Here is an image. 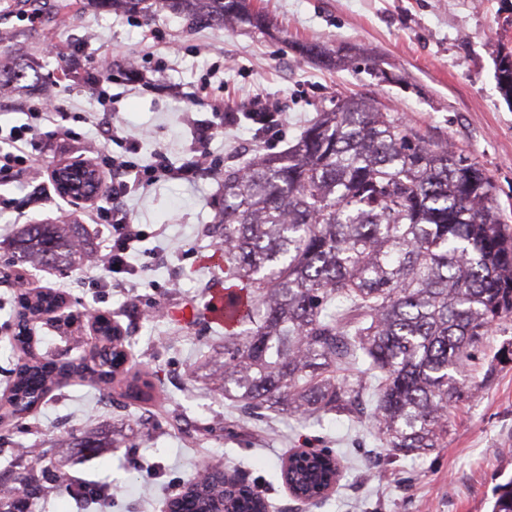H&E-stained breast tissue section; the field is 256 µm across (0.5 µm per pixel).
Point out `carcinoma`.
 I'll return each mask as SVG.
<instances>
[{
    "label": "carcinoma",
    "instance_id": "obj_1",
    "mask_svg": "<svg viewBox=\"0 0 512 512\" xmlns=\"http://www.w3.org/2000/svg\"><path fill=\"white\" fill-rule=\"evenodd\" d=\"M215 25L263 15L245 0H156ZM497 84L512 103V50H497ZM224 244L227 300L240 308L205 374L210 390L248 414L271 411L303 423L336 413L367 417L394 455H424L448 439L462 372L499 323L512 320V226L501 222L494 184L463 150L439 143L371 98L336 101L297 142L224 169V207L214 228ZM9 266L71 269L86 248L77 224H23ZM64 295L23 293L4 322L23 353L9 395L0 398V444L66 383L105 396L131 351L102 314L96 337L74 359L36 351L25 318L57 312ZM133 376L125 393L150 401ZM28 460L21 480L0 474V510L28 500L71 497L87 512L117 499V488L79 480L44 448H11ZM333 470L315 458L283 468L315 496ZM224 464L196 469L177 512H264L263 490L226 485ZM491 512H512V478Z\"/></svg>",
    "mask_w": 512,
    "mask_h": 512
}]
</instances>
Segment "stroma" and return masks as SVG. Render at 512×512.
<instances>
[{
  "mask_svg": "<svg viewBox=\"0 0 512 512\" xmlns=\"http://www.w3.org/2000/svg\"><path fill=\"white\" fill-rule=\"evenodd\" d=\"M0 0V59L18 62L27 78L0 95V127L25 123L28 105L56 102V123L43 124L33 152L36 168L0 186L15 210L0 212V324L10 300L42 288L65 292L75 318L66 331L95 333L93 314H112L133 346L130 371L149 373L147 409L70 384L40 407L35 428L14 436L23 445L52 448L55 461L79 477L123 486L112 512H165L196 468L212 458L257 485L269 512H489L492 491L512 478V321L497 325L466 372V401L450 414L448 440L429 454L399 456L382 448L369 422L326 415L302 426L265 413L253 420L207 389L196 372L224 342L210 321L212 289L224 286L223 266L206 264L220 239L212 227L222 203L224 168L255 152H277L336 99L367 96L439 139L471 153L491 176L501 218L512 225V106L500 93L494 58L512 18V0H250L268 17L265 28L242 23L208 26L160 8L119 12L98 0ZM317 45L324 56L306 54ZM112 59V82L101 102L85 72L96 58ZM232 112L250 111L260 93L281 114L271 132L240 120L206 144L212 169L197 186L163 181L131 194L125 206L146 239L130 256L135 287L99 285L97 270L60 275L51 268L8 267L7 238L23 224H77L92 253H107L108 233L86 221L109 206L100 194L79 206L59 197L47 174L61 162L92 161L97 151L120 153L98 130L99 118L140 140L139 156L165 152L171 166L190 159L185 113L208 118L210 98H193L201 77ZM73 136L62 139L60 129ZM100 440L73 445L72 435ZM299 448L338 453L343 476L322 502L295 501L280 466Z\"/></svg>",
  "mask_w": 512,
  "mask_h": 512,
  "instance_id": "obj_1",
  "label": "stroma"
}]
</instances>
